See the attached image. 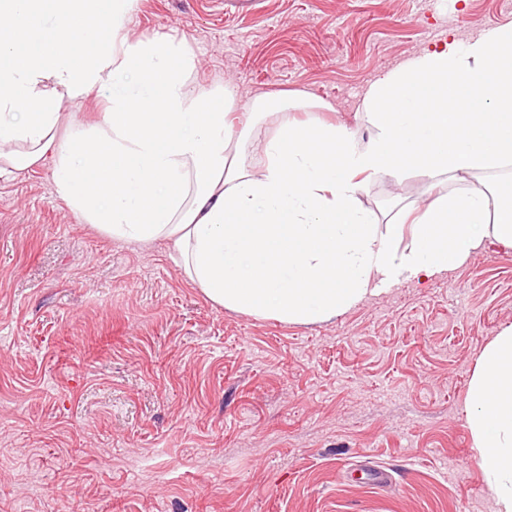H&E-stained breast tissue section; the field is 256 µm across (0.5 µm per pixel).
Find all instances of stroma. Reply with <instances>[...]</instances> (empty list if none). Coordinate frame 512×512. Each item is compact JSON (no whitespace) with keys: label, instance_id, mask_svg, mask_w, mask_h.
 <instances>
[{"label":"stroma","instance_id":"stroma-1","mask_svg":"<svg viewBox=\"0 0 512 512\" xmlns=\"http://www.w3.org/2000/svg\"><path fill=\"white\" fill-rule=\"evenodd\" d=\"M512 22V0H139L130 39L192 49L191 81L322 110L261 114L365 139L363 96L422 49ZM512 183V167L374 177L379 224L434 196ZM512 325V247L405 280L318 323L209 301L165 241L111 237L44 164L0 178V512H494L465 399Z\"/></svg>","mask_w":512,"mask_h":512}]
</instances>
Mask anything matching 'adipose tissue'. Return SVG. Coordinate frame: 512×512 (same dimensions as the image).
<instances>
[{
  "instance_id": "1",
  "label": "adipose tissue",
  "mask_w": 512,
  "mask_h": 512,
  "mask_svg": "<svg viewBox=\"0 0 512 512\" xmlns=\"http://www.w3.org/2000/svg\"><path fill=\"white\" fill-rule=\"evenodd\" d=\"M137 0H0V176L53 164L55 191L109 236L169 244L213 303L256 319L314 323L355 306L371 284L459 267L492 239L512 246V196L437 195L411 230L359 207L365 180L429 179L512 162V23L424 49L364 98L375 133L285 122L245 159L229 122L231 86H194V54L131 40ZM63 35L43 32L45 9ZM111 44L92 48L99 31ZM109 93L94 134L64 102ZM69 133L57 138L60 124ZM467 423L496 512H512V325L481 351Z\"/></svg>"
}]
</instances>
